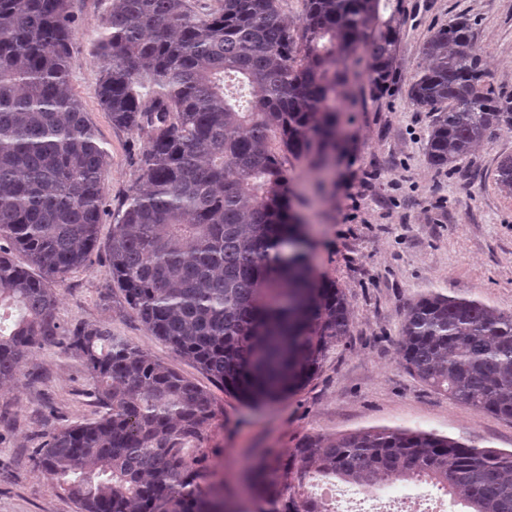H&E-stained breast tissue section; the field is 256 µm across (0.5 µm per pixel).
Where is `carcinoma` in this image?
<instances>
[{"label": "carcinoma", "mask_w": 512, "mask_h": 512, "mask_svg": "<svg viewBox=\"0 0 512 512\" xmlns=\"http://www.w3.org/2000/svg\"><path fill=\"white\" fill-rule=\"evenodd\" d=\"M379 7L305 0L291 25L280 0H221L203 16L191 0H112L96 44L100 107L145 141L113 215L109 287L151 335L249 403L299 390L351 333L345 294L298 248L288 169L271 141L326 166L336 98H357L347 59L366 52L376 90L390 77L396 39ZM72 24L68 0H0V381L59 345L84 359L105 409L55 430L35 466L79 512H319L298 490L310 473L367 488L423 480L462 494L470 512H512V451L418 430L308 436L261 456L244 478L250 511L201 490L183 443L213 419L212 394L104 324L58 318L50 282L87 264L108 215L107 152L69 80ZM471 38L469 20L454 18L409 84L412 104L432 114L425 155L436 169L512 127V93L487 85ZM231 82L248 88L247 107ZM495 177L512 193V154ZM398 348L422 384L512 421V314L431 293L410 305Z\"/></svg>", "instance_id": "obj_1"}]
</instances>
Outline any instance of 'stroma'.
<instances>
[{"mask_svg":"<svg viewBox=\"0 0 512 512\" xmlns=\"http://www.w3.org/2000/svg\"><path fill=\"white\" fill-rule=\"evenodd\" d=\"M110 7L111 0H70V72L72 90L108 152L104 188L115 209L139 176L143 142L136 132L115 128L96 97L93 53ZM460 15L473 24L488 83L512 93V0H380L381 18L398 21L386 89L378 94L365 84L356 103L337 101L335 159L321 193L313 191L315 174L306 161H286L310 264L343 290L354 316L346 342L296 393L243 402L151 336L122 295L107 288L111 218L99 226L89 265L55 281L61 324L107 325L209 388L215 415L188 451L204 460L202 490L239 496L254 460L307 435L410 429L512 450V421L434 392L401 365L397 350L409 305L432 292L512 314V195L494 180L499 156L512 153V128L493 131L474 155L439 171L425 158L431 117L408 98L424 44ZM91 389L83 359L54 346L30 356L14 381L0 383V413L9 414L0 420V512H77L30 454L57 428L95 416Z\"/></svg>","mask_w":512,"mask_h":512,"instance_id":"obj_1","label":"stroma"}]
</instances>
